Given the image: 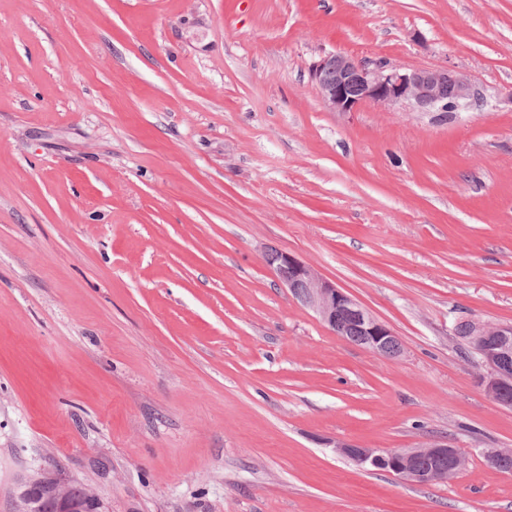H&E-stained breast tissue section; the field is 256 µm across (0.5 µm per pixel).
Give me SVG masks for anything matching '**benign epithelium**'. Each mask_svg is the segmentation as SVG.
<instances>
[{"mask_svg":"<svg viewBox=\"0 0 512 512\" xmlns=\"http://www.w3.org/2000/svg\"><path fill=\"white\" fill-rule=\"evenodd\" d=\"M311 78L324 104L333 112H355L362 105L373 103L447 113L469 104L476 96L469 79L455 70L402 69L384 60L362 61L336 52L322 55L312 65ZM267 264L291 295L336 335L348 340L349 329L353 328L361 336L359 345L377 356L396 358L403 352L401 341L387 324L296 255L272 251L267 254ZM340 315L350 318V326L336 325ZM469 322L470 340L480 351V366L484 369L479 383L490 399L511 408L512 373L504 365L512 358V325H493L474 317ZM336 452L418 485L447 481L467 463L460 449L446 443L396 450L338 442ZM484 458L488 469L499 473L500 463L512 459V448H489ZM421 460L425 464H419ZM40 494L51 500L53 512H103L101 500L93 493L87 491L77 500L71 496L68 482L41 469L17 478L14 512H38Z\"/></svg>","mask_w":512,"mask_h":512,"instance_id":"1","label":"benign epithelium"}]
</instances>
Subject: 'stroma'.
<instances>
[{"instance_id":"1","label":"stroma","mask_w":512,"mask_h":512,"mask_svg":"<svg viewBox=\"0 0 512 512\" xmlns=\"http://www.w3.org/2000/svg\"><path fill=\"white\" fill-rule=\"evenodd\" d=\"M451 68L443 114L333 112L321 54ZM296 254L400 338L332 332ZM512 325V0H0V512H512V408L455 323ZM448 443L418 486L336 453ZM267 264L279 282L291 295L306 308L311 309L320 320L337 336L360 345L371 353L396 358L403 352L398 336L384 322L373 316L354 298L338 288L336 284L324 279L309 264L296 255L272 251L267 254ZM345 315L351 323L344 327L336 325V317ZM352 327L357 333L348 329ZM351 330L350 336H348ZM47 496L53 512H103L101 500L86 491L81 500L70 494L68 482L58 474L34 470L17 478L14 492V512H39L38 495Z\"/></svg>"}]
</instances>
